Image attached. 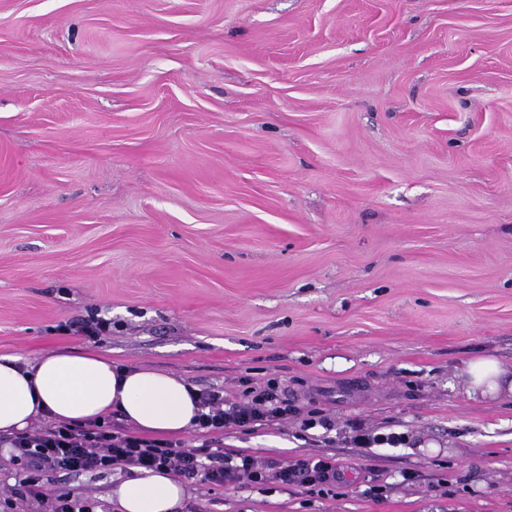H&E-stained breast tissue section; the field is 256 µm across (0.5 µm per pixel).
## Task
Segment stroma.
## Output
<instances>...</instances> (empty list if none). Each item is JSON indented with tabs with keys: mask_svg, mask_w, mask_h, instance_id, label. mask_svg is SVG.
Here are the masks:
<instances>
[{
	"mask_svg": "<svg viewBox=\"0 0 512 512\" xmlns=\"http://www.w3.org/2000/svg\"><path fill=\"white\" fill-rule=\"evenodd\" d=\"M59 348L277 380L225 452L343 464L183 512H512V398L460 377L512 368V0H0V355ZM460 376L468 385L470 397L512 396V370L493 357L481 356L470 360Z\"/></svg>",
	"mask_w": 512,
	"mask_h": 512,
	"instance_id": "35a3bbf8",
	"label": "stroma"
}]
</instances>
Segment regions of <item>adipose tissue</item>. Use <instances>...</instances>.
Wrapping results in <instances>:
<instances>
[{
    "instance_id": "adipose-tissue-1",
    "label": "adipose tissue",
    "mask_w": 512,
    "mask_h": 512,
    "mask_svg": "<svg viewBox=\"0 0 512 512\" xmlns=\"http://www.w3.org/2000/svg\"><path fill=\"white\" fill-rule=\"evenodd\" d=\"M469 396L512 395V370L481 356L461 372ZM196 389L167 372L116 367L95 353L51 350L34 361L0 355V435L20 432L43 417L83 422L115 411L152 435H177L194 425ZM188 496L169 470L135 471L108 496L115 512H180Z\"/></svg>"
}]
</instances>
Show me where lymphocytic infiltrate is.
<instances>
[{"label": "lymphocytic infiltrate", "mask_w": 512, "mask_h": 512, "mask_svg": "<svg viewBox=\"0 0 512 512\" xmlns=\"http://www.w3.org/2000/svg\"><path fill=\"white\" fill-rule=\"evenodd\" d=\"M197 397L200 411L193 446L116 431L106 419L52 422L15 434L9 440L10 461L20 467L23 476L13 489L14 496L36 503L37 512H91L81 496L50 495L44 482L46 474H102L117 468H165L181 479L216 486L271 482L315 489L335 485L340 466L332 457L265 465L249 454L225 455L226 428L248 430L287 420L292 408L287 398L279 396L276 384H269L243 403L230 401L223 391L215 389L198 392Z\"/></svg>", "instance_id": "f902f5d3"}]
</instances>
